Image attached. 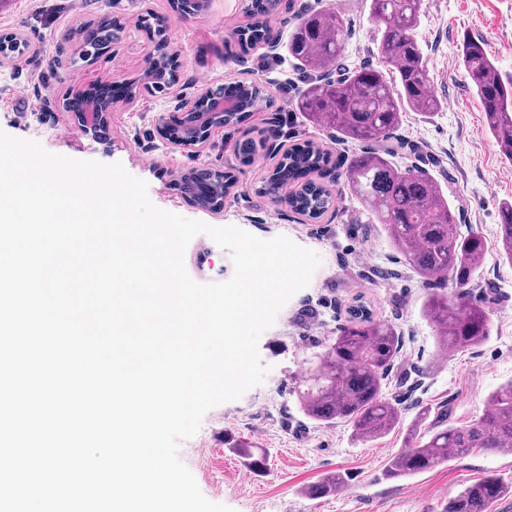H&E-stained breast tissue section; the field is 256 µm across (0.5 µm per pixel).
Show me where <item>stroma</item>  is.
I'll list each match as a JSON object with an SVG mask.
<instances>
[{
	"mask_svg": "<svg viewBox=\"0 0 512 512\" xmlns=\"http://www.w3.org/2000/svg\"><path fill=\"white\" fill-rule=\"evenodd\" d=\"M148 11L169 20L167 35L180 53L177 83L138 97L132 106L115 100L107 140L82 135L75 113L64 111V104L73 88H122L139 79L153 48L139 24ZM305 11H337L348 23L328 79L379 65L378 26L368 0H285L270 19L281 41L274 54L260 46L244 54L232 40L246 22L243 0H210L203 15L188 21L175 20L170 0H0V33H18L29 45L25 55L0 66V131L38 141L55 154L121 163L147 182L149 198L160 209L262 239L285 236L318 254L309 284L259 340L260 356L270 367L264 382L211 409L198 433L180 445L179 457L207 499L233 512H444L450 497L484 476L511 484L512 455L477 449L414 477L389 479L384 471L419 410L429 409L428 424L465 426L485 414L492 391L512 380V265L502 262L494 247L500 206L512 201V163L502 158L459 62L463 35L483 40L502 80L512 84V0H423L414 35L443 106L427 116L406 112L391 141L400 166L427 170L439 180L460 230H479L490 246L474 291L490 312V336L445 356L421 308L430 294L448 292V285L422 283L357 200L341 194L334 211L301 224L290 208L257 192L280 149L315 140L332 161L347 152L331 130L292 116L310 75L289 55L286 41ZM105 14L121 26L119 40L97 59H81L78 29ZM235 80L263 84L273 96L271 106L218 130L200 152L165 145L157 113L172 111L177 95L195 94L202 83ZM249 141L257 144V159L248 166L237 150ZM202 165L229 172L237 182L222 216L202 209L180 187L181 173ZM185 266L201 284L224 282L234 273L230 252L205 234L188 245ZM360 303L374 319L397 325L402 336L386 389L402 420L370 442L354 440L347 423L310 420L299 402L309 361L335 336L349 306ZM234 440L267 450L266 471L251 472L231 450ZM336 471L347 479L345 492L308 495L309 486Z\"/></svg>",
	"mask_w": 512,
	"mask_h": 512,
	"instance_id": "stroma-1",
	"label": "stroma"
}]
</instances>
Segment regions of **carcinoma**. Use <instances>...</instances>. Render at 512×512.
<instances>
[{
  "mask_svg": "<svg viewBox=\"0 0 512 512\" xmlns=\"http://www.w3.org/2000/svg\"><path fill=\"white\" fill-rule=\"evenodd\" d=\"M422 2L370 0V15L380 25L377 54L382 67L354 70L336 82L309 84L295 111L309 124L333 129L337 141L363 145L344 159V185L369 209L388 244L422 281L449 282L455 288L453 297L433 295L422 307L435 329L439 351L446 354L457 346L482 344L489 336V313L471 298L487 244L477 230L459 231L448 196L436 179L423 170L398 167L393 152L383 146L401 126L406 109L430 114L441 107L413 36ZM244 12L247 23L237 31V43L245 51L263 41L271 29L262 0H251ZM113 28L112 18L98 20L85 40L82 58L104 53L112 43ZM347 32L338 12L305 14L288 35V48L305 67L319 72L339 57ZM460 63L491 135L504 158L512 162V87L501 80L494 59L478 40L463 41ZM174 81V69L162 57L145 74L143 89L163 91ZM232 100L234 105L214 115L213 122L228 126L238 122L241 113L271 104L268 91L254 81L240 84ZM329 163V156L315 142L292 147L263 179L258 192L275 199L283 174L290 179L324 174ZM230 180L227 173L194 174V182L211 186L214 203L224 200ZM335 201L332 190L320 185L295 192L288 206L301 216L318 219ZM498 236L500 258L512 265V203L501 207ZM400 349L395 325L373 320L362 305L352 306L336 337L310 362L300 392L303 413L323 424L344 421L358 440L385 436L402 418L401 409L385 397V380ZM488 405L484 417L465 427H428L426 413L419 414L407 445L387 465L386 477L416 476L476 448L512 454V381L493 391ZM343 480L339 473L329 474L307 493L326 496ZM510 493L512 485L489 475L450 498L444 512H490L495 501Z\"/></svg>",
  "mask_w": 512,
  "mask_h": 512,
  "instance_id": "carcinoma-1",
  "label": "carcinoma"
}]
</instances>
